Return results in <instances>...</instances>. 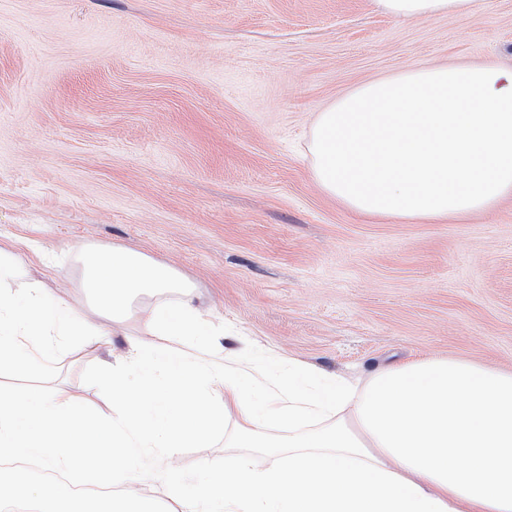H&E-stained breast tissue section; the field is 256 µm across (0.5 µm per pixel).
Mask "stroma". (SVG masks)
<instances>
[{"mask_svg": "<svg viewBox=\"0 0 512 512\" xmlns=\"http://www.w3.org/2000/svg\"><path fill=\"white\" fill-rule=\"evenodd\" d=\"M512 69V0L406 20L376 0H0V245L18 280L90 308L82 256L125 248L195 287L212 334L367 380L417 357L512 371V196L441 221L359 216L315 185L318 112L366 81L430 65ZM139 307L107 343L55 344L0 389L64 390L96 416L102 362L151 340ZM148 457L168 512L236 456Z\"/></svg>", "mask_w": 512, "mask_h": 512, "instance_id": "stroma-1", "label": "stroma"}]
</instances>
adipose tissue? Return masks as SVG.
<instances>
[{
  "label": "adipose tissue",
  "mask_w": 512,
  "mask_h": 512,
  "mask_svg": "<svg viewBox=\"0 0 512 512\" xmlns=\"http://www.w3.org/2000/svg\"><path fill=\"white\" fill-rule=\"evenodd\" d=\"M378 3L411 19L468 13L473 0ZM85 286L95 305L82 313L34 285L21 310L1 288L0 370H43L58 337L102 342L111 329L95 322L101 310L117 323L138 298L177 291L184 300L145 309L155 341L131 345L99 370L112 392L110 416H91L62 391H1V448L95 484L144 480V458L172 455L187 441L204 445L231 420L240 455L199 479L184 512H512V371L428 357L361 385L258 351L241 361L232 350L223 367L209 369L208 349L189 358L179 348L205 324L190 303L192 284L171 267L122 249L97 251L85 257ZM272 424L287 425V437H271ZM83 444L96 449L103 469L77 454ZM280 448L287 464L268 465ZM34 509L155 512V503L134 494L90 507L58 490Z\"/></svg>",
  "instance_id": "obj_1"
}]
</instances>
